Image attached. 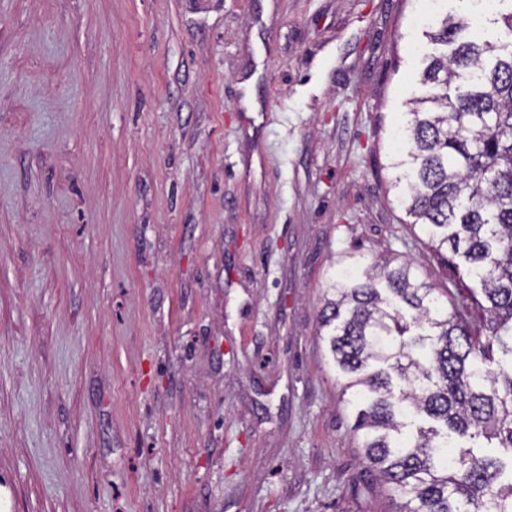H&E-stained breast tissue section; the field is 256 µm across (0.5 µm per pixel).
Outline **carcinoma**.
I'll return each instance as SVG.
<instances>
[{
	"mask_svg": "<svg viewBox=\"0 0 512 512\" xmlns=\"http://www.w3.org/2000/svg\"><path fill=\"white\" fill-rule=\"evenodd\" d=\"M492 24L493 41L466 16L426 33V93L393 163L413 223L480 284L467 307L488 315L484 339L409 264L336 280L320 314L359 448L399 512H512L504 458L475 450L512 456V8Z\"/></svg>",
	"mask_w": 512,
	"mask_h": 512,
	"instance_id": "cac0c4a2",
	"label": "carcinoma"
}]
</instances>
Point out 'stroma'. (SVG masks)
Here are the masks:
<instances>
[{
    "instance_id": "obj_1",
    "label": "stroma",
    "mask_w": 512,
    "mask_h": 512,
    "mask_svg": "<svg viewBox=\"0 0 512 512\" xmlns=\"http://www.w3.org/2000/svg\"><path fill=\"white\" fill-rule=\"evenodd\" d=\"M468 0H0V512H397L319 315L462 306L392 132Z\"/></svg>"
}]
</instances>
